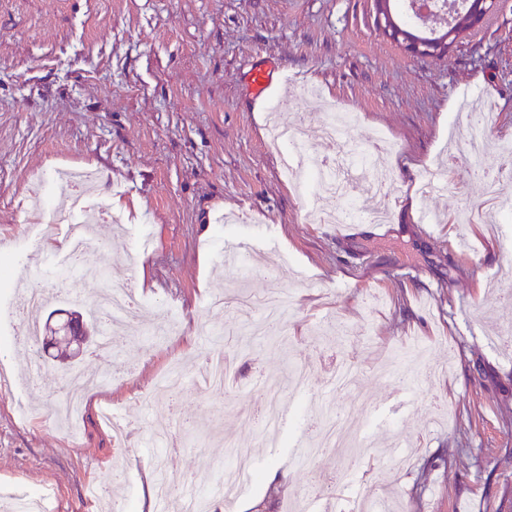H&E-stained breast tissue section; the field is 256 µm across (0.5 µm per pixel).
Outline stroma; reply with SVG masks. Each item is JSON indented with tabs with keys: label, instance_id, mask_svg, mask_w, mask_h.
<instances>
[{
	"label": "stroma",
	"instance_id": "1",
	"mask_svg": "<svg viewBox=\"0 0 512 512\" xmlns=\"http://www.w3.org/2000/svg\"><path fill=\"white\" fill-rule=\"evenodd\" d=\"M374 16L371 0H0V246L11 269L0 281V512L43 491L46 512H153L159 472L207 489L228 438L251 449L261 477L213 512H254L272 485L270 512L307 491L309 512H357L368 496L394 512H512V342L500 322L512 314V208L494 225L453 221L484 200L463 158V105L492 116L483 167L502 166L496 144L512 139V0L444 58L408 55ZM258 68L275 75L262 102L251 87ZM276 105L316 159L336 157L322 133L331 107L357 113L356 144L393 142L379 159L391 175L378 200L388 223L359 219L339 232L309 222L312 195L265 144ZM61 168L99 171L87 207L122 217V235L102 227L108 246L81 260L114 270L139 303L142 320L123 335L109 337L104 313L61 286L73 262L66 224L17 213L31 190L60 197ZM432 176L444 189L423 194ZM232 240L270 257V280L219 266ZM20 285L46 291L39 322L82 314L90 337L78 356L14 346L28 321ZM270 285L293 297L287 343L238 329L239 391L201 392L193 377L212 339L200 328L229 317L210 298ZM107 337L111 353L96 357ZM416 344L420 364L382 372L389 350ZM34 358L44 370L33 379ZM341 361L355 370L358 401L328 403L352 410L351 433L375 445L304 461L296 442L309 435L308 406ZM296 365L310 387L287 392L293 418L263 439L242 412L263 404L262 376L285 381ZM171 368L186 381L157 397ZM74 371L98 382L76 432L50 414ZM105 404L129 422L123 446L100 420ZM339 467L348 483L321 488Z\"/></svg>",
	"mask_w": 512,
	"mask_h": 512
}]
</instances>
